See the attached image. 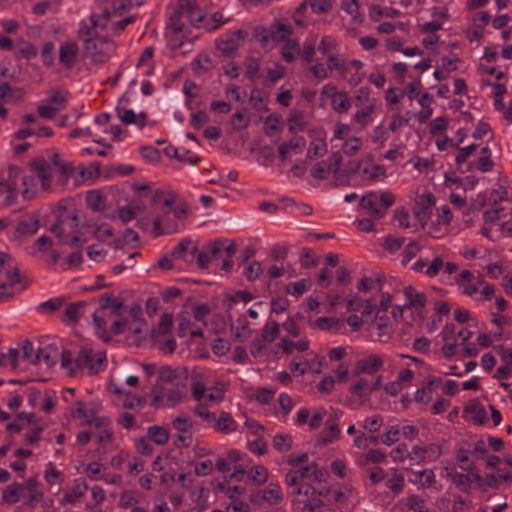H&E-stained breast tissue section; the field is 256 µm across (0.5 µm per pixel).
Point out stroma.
Here are the masks:
<instances>
[{
  "label": "stroma",
  "instance_id": "stroma-1",
  "mask_svg": "<svg viewBox=\"0 0 512 512\" xmlns=\"http://www.w3.org/2000/svg\"><path fill=\"white\" fill-rule=\"evenodd\" d=\"M166 3L167 0H148L141 20L124 37V46L111 70L91 78L90 97L103 99L102 113L115 112L118 102L114 89L128 82L140 57L148 53L160 55ZM135 93L144 101L145 108L133 114L124 143L133 156L138 175L164 179L194 191L199 217L191 225V233L207 237L218 231L271 244L320 246L342 254L358 267L405 276V269L389 262L360 238L342 198L311 192L241 156L210 155L213 183L202 185L201 171L174 161L177 151L192 147L193 142L187 124L173 119L172 93L157 80L136 88ZM150 260L146 253L79 273L75 278L37 270L24 296L0 305V340L7 342L55 331V324L47 322L39 310L40 304L48 299L82 287L146 288L157 283V276L140 273Z\"/></svg>",
  "mask_w": 512,
  "mask_h": 512
}]
</instances>
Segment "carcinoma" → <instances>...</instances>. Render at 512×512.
<instances>
[{"label":"carcinoma","instance_id":"cac0c4a2","mask_svg":"<svg viewBox=\"0 0 512 512\" xmlns=\"http://www.w3.org/2000/svg\"><path fill=\"white\" fill-rule=\"evenodd\" d=\"M146 2L0 0V304L167 242L165 283L0 342V384L33 381L0 391V512H512V0H168L182 66L87 115ZM156 75L196 144L345 192L413 278L199 237L189 189L54 147L116 140ZM57 145L63 148L72 146L86 147L94 154L105 150L101 144L93 141L92 136L86 135L83 120L72 123L63 130V136L59 139Z\"/></svg>","mask_w":512,"mask_h":512}]
</instances>
